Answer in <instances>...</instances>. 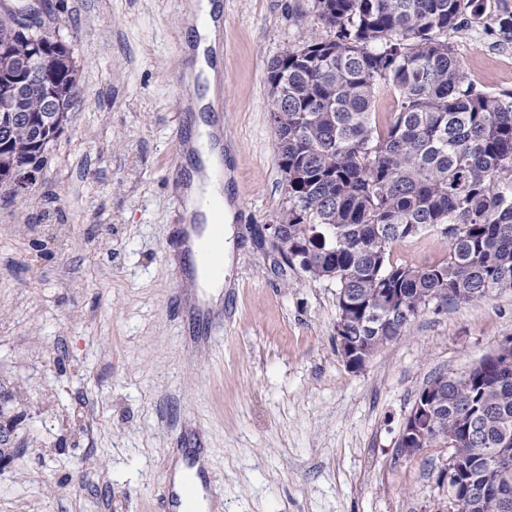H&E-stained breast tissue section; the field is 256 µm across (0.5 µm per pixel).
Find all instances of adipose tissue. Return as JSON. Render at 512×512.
Segmentation results:
<instances>
[{
    "mask_svg": "<svg viewBox=\"0 0 512 512\" xmlns=\"http://www.w3.org/2000/svg\"><path fill=\"white\" fill-rule=\"evenodd\" d=\"M186 30L189 42L186 52L190 63L184 73L186 102L193 111L204 112L216 105L217 68L205 61V51L216 48L221 34V9L217 0H188ZM216 125L195 121L190 147L194 152L190 178L181 191L185 198V222L206 224L210 221L209 203L223 200L224 185L215 180L211 172L224 160L222 145L215 140Z\"/></svg>",
    "mask_w": 512,
    "mask_h": 512,
    "instance_id": "adipose-tissue-1",
    "label": "adipose tissue"
}]
</instances>
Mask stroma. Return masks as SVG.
<instances>
[{
  "mask_svg": "<svg viewBox=\"0 0 512 512\" xmlns=\"http://www.w3.org/2000/svg\"><path fill=\"white\" fill-rule=\"evenodd\" d=\"M218 101L238 205L216 331L179 263L177 132L186 0H47L79 93L31 192L0 185V417L13 432L0 512H159L183 449L222 512H458L449 451L407 459L418 393L512 336V292L430 303L359 370L336 346V282L289 268L254 226L288 205L269 65L332 38L313 0H221ZM448 43L478 88L512 93V46L483 26ZM433 232L394 249L430 264Z\"/></svg>",
  "mask_w": 512,
  "mask_h": 512,
  "instance_id": "stroma-1",
  "label": "stroma"
}]
</instances>
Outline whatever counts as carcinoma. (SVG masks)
Listing matches in <instances>:
<instances>
[{
	"mask_svg": "<svg viewBox=\"0 0 512 512\" xmlns=\"http://www.w3.org/2000/svg\"><path fill=\"white\" fill-rule=\"evenodd\" d=\"M331 39L307 34L268 71L278 163L288 191L287 265L339 285L344 340L370 358L404 335L433 301L469 304L512 291V100L465 80L447 40L484 19L486 0H314ZM498 41L512 43V5L490 16ZM0 89L30 63L29 41L11 14L0 16ZM50 96L34 90L15 106L63 128L79 88L71 51L53 46ZM398 109L376 121L378 98ZM34 131H0V183L31 162ZM424 231L449 241L440 260L393 261L396 243ZM416 448H449L457 462L448 490L460 512L496 507L512 494V347L466 376L440 373ZM504 448L508 460L483 458Z\"/></svg>",
	"mask_w": 512,
	"mask_h": 512,
	"instance_id": "1",
	"label": "carcinoma"
}]
</instances>
